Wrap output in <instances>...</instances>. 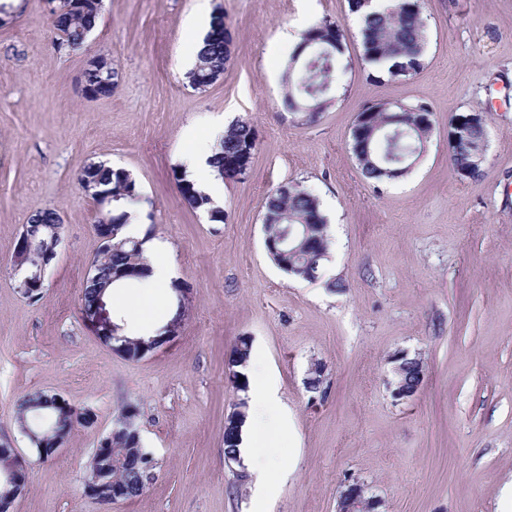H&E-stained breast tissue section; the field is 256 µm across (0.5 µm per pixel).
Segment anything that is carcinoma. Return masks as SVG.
I'll return each instance as SVG.
<instances>
[{
    "label": "carcinoma",
    "mask_w": 512,
    "mask_h": 512,
    "mask_svg": "<svg viewBox=\"0 0 512 512\" xmlns=\"http://www.w3.org/2000/svg\"><path fill=\"white\" fill-rule=\"evenodd\" d=\"M67 10L56 23L57 32L53 44L60 53L81 50L93 30L101 11V0H66ZM363 59L377 67L390 63L385 75L391 79L408 80L424 67L427 48V18L423 12V0H378L372 10L365 13L358 32ZM346 34L331 19L324 17L302 34L300 44L289 58L283 83L286 88L284 104L288 111L302 113L307 120L316 118L340 87L343 71V55ZM224 31L209 28L195 68L189 72V85L200 92L210 83L207 77H219L231 64L233 55L227 48ZM361 112L369 113V127L363 139H358V126H353L351 149L363 175L376 183L393 180L390 170L408 173L422 154L433 126H421L415 113L433 115L430 105L422 100L413 104L378 102L365 105ZM467 111L455 112L450 121L464 125L463 135L448 152L451 166L469 171V178L485 174L484 164H475V151L487 141V123L466 120ZM257 136L251 124L245 120L230 123L224 132L219 152L213 166L219 176H224L226 160L235 157L244 147L255 148ZM82 172L89 175L103 193L112 196V208L99 214L97 223L109 222L113 228L112 246H99L93 261L94 271L85 280L82 304L87 308L99 305L109 309L112 300L106 292L119 278H137L147 262L144 241L123 237L121 229L129 215L125 205L139 201L136 179L123 168H113L97 162ZM182 198L195 211L210 209L211 198L194 183L179 180ZM265 237L275 243L267 253L275 265L288 275L302 280L314 268L321 271L327 258L329 238L327 217L322 213L318 197L295 183H288V191L276 188L268 194L263 214ZM401 380L410 385L418 380L421 366L413 358H403ZM49 397L46 392L29 393L19 402L17 419L31 421L37 405ZM239 427L224 431V457L237 462ZM142 444H132L123 433L113 436L110 454L118 460L125 459L119 467L112 468L111 478L124 488L125 499L141 495L147 483V471L153 468V460L138 453Z\"/></svg>",
    "instance_id": "obj_1"
}]
</instances>
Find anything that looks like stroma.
<instances>
[{
    "mask_svg": "<svg viewBox=\"0 0 512 512\" xmlns=\"http://www.w3.org/2000/svg\"><path fill=\"white\" fill-rule=\"evenodd\" d=\"M0 440L30 463L14 512H106L87 497L91 453L121 409L136 406L152 477L107 512H336L347 482L380 512H512V0H424L429 48L408 81L374 73L348 0H212L234 58L206 91L183 74L193 0H103L83 49L55 50L43 0H0ZM327 17L346 32L337 98L316 122L283 104L280 65ZM112 59L111 97L76 90L89 56ZM433 108L425 151L403 178L377 184L351 151L359 109ZM488 113L485 174L460 178L448 159L452 113ZM244 119L257 134L248 174L224 182V220L182 200L174 171L186 129ZM130 170L169 241L186 312L178 334L141 359L105 345L83 322V281L99 241L98 208L76 177L90 162ZM317 195L329 257L317 281L281 271L264 246L266 197L279 184ZM53 209L63 244L40 301L16 287L25 224ZM260 349L297 436L289 477L256 495L258 476L224 462V422L249 402L232 382L239 339ZM420 358L425 378L393 395V357ZM321 383L311 388L312 365ZM57 393L79 425L39 461L16 422L19 399Z\"/></svg>",
    "mask_w": 512,
    "mask_h": 512,
    "instance_id": "35a3bbf8",
    "label": "stroma"
}]
</instances>
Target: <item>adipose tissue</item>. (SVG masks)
Returning <instances> with one entry per match:
<instances>
[{
    "label": "adipose tissue",
    "instance_id": "obj_1",
    "mask_svg": "<svg viewBox=\"0 0 512 512\" xmlns=\"http://www.w3.org/2000/svg\"><path fill=\"white\" fill-rule=\"evenodd\" d=\"M224 134L223 119H216L207 138L197 139L187 133L193 146L182 157L189 180L194 181L212 199L221 202L224 181L211 164ZM148 264L138 280H120L112 288V317L131 336H152L159 332L174 314L175 279L169 253L170 244L162 239H145ZM252 380L251 407L240 427L237 457L247 469H259L265 482L280 480L294 465L293 437L288 431L286 410L273 377L266 373L261 351L249 356L245 368Z\"/></svg>",
    "mask_w": 512,
    "mask_h": 512
}]
</instances>
